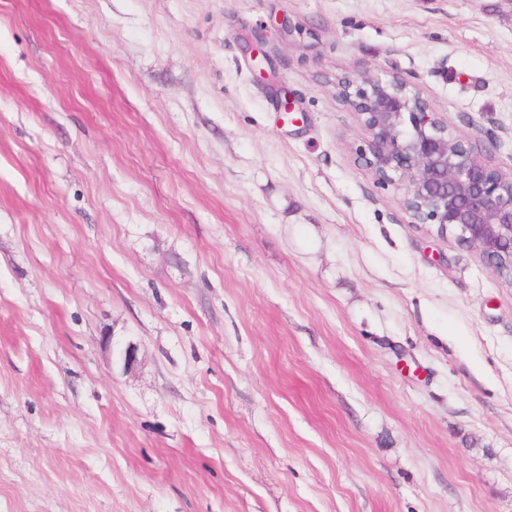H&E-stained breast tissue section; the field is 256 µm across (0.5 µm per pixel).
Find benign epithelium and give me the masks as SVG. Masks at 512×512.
I'll return each instance as SVG.
<instances>
[{
    "label": "benign epithelium",
    "mask_w": 512,
    "mask_h": 512,
    "mask_svg": "<svg viewBox=\"0 0 512 512\" xmlns=\"http://www.w3.org/2000/svg\"><path fill=\"white\" fill-rule=\"evenodd\" d=\"M248 51L264 73L271 48L256 39ZM337 87L364 134L358 159L377 184L405 183L409 223L451 236L498 278L512 277V178L487 165L404 80L343 76ZM112 355L126 368L136 362L131 343H113Z\"/></svg>",
    "instance_id": "7a95c632"
}]
</instances>
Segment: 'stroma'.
<instances>
[{"label": "stroma", "instance_id": "1", "mask_svg": "<svg viewBox=\"0 0 512 512\" xmlns=\"http://www.w3.org/2000/svg\"><path fill=\"white\" fill-rule=\"evenodd\" d=\"M339 75L512 173V0H0V512H512V287Z\"/></svg>", "mask_w": 512, "mask_h": 512}]
</instances>
